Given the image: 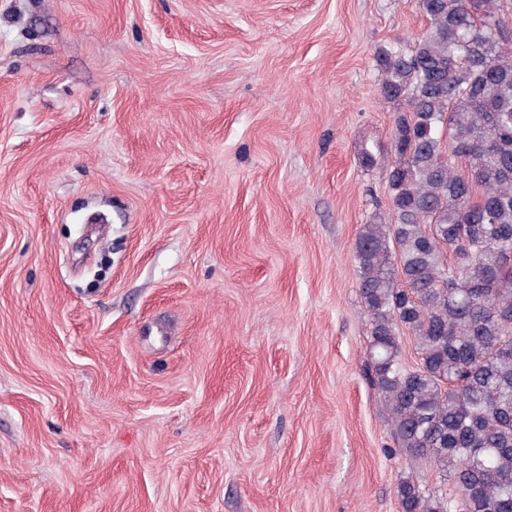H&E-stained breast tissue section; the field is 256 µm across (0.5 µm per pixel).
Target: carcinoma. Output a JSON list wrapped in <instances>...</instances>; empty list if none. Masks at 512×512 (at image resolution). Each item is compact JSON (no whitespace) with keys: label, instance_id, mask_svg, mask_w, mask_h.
Wrapping results in <instances>:
<instances>
[{"label":"carcinoma","instance_id":"cac0c4a2","mask_svg":"<svg viewBox=\"0 0 512 512\" xmlns=\"http://www.w3.org/2000/svg\"><path fill=\"white\" fill-rule=\"evenodd\" d=\"M419 7L425 34L376 57L399 108L392 222L356 247L367 370L399 450L440 475L401 480V512H512V43L497 0Z\"/></svg>","mask_w":512,"mask_h":512}]
</instances>
